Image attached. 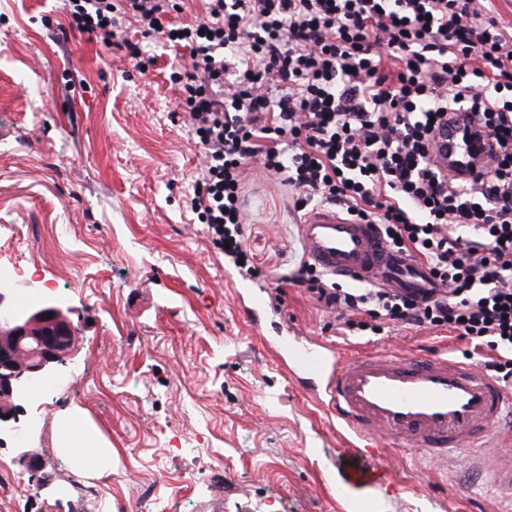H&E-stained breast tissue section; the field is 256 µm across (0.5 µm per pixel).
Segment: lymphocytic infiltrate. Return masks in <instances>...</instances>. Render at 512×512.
Instances as JSON below:
<instances>
[{"instance_id":"1","label":"lymphocytic infiltrate","mask_w":512,"mask_h":512,"mask_svg":"<svg viewBox=\"0 0 512 512\" xmlns=\"http://www.w3.org/2000/svg\"><path fill=\"white\" fill-rule=\"evenodd\" d=\"M489 0H201L192 23L177 0H65L89 40L142 49L112 22L122 11L189 62L169 79L204 149L191 208L216 247L252 274L242 241L253 172L288 186L298 216L332 205L376 225L420 260L425 295L347 288L310 261L288 277L354 329L450 331L483 350L512 384V25ZM467 113L486 164L463 182L430 149Z\"/></svg>"}]
</instances>
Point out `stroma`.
I'll use <instances>...</instances> for the list:
<instances>
[{
	"label": "stroma",
	"mask_w": 512,
	"mask_h": 512,
	"mask_svg": "<svg viewBox=\"0 0 512 512\" xmlns=\"http://www.w3.org/2000/svg\"><path fill=\"white\" fill-rule=\"evenodd\" d=\"M118 23L153 64L72 30L63 0H0V260L25 269L4 287L28 308L63 302L78 329L67 365L21 399L18 431L0 434L26 512H512L464 452L437 465L386 448L383 480L340 489L346 433L266 339L483 355L444 331L338 334L285 281L307 248L289 189L261 173L242 195L255 274L226 265L190 208L202 150L168 79L188 52ZM250 288L283 303L252 318ZM73 408L112 448L105 473L56 445ZM89 484L101 495L85 498Z\"/></svg>",
	"instance_id": "1"
}]
</instances>
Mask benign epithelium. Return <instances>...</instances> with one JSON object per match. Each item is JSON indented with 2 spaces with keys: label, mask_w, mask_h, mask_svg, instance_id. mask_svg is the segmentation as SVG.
Masks as SVG:
<instances>
[{
  "label": "benign epithelium",
  "mask_w": 512,
  "mask_h": 512,
  "mask_svg": "<svg viewBox=\"0 0 512 512\" xmlns=\"http://www.w3.org/2000/svg\"><path fill=\"white\" fill-rule=\"evenodd\" d=\"M76 326L57 305L17 311L0 292V427L15 417L11 403L30 382L66 363Z\"/></svg>",
  "instance_id": "7a95c632"
}]
</instances>
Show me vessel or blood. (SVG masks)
I'll list each match as a JSON object with an SVG mask.
<instances>
[{
	"mask_svg": "<svg viewBox=\"0 0 512 512\" xmlns=\"http://www.w3.org/2000/svg\"><path fill=\"white\" fill-rule=\"evenodd\" d=\"M433 158L463 181L481 170L477 144L461 125L443 133ZM301 230L311 261L338 278L417 295L431 287L426 270L390 250L374 225L319 208ZM274 348L347 428L345 455L374 459L384 447H414L444 460L455 451L487 448L498 489L512 496V423L503 422L512 413V388L482 368L444 354L405 358L391 352L364 353L345 363L323 341L286 334Z\"/></svg>",
	"mask_w": 512,
	"mask_h": 512,
	"instance_id": "b4317fda",
	"label": "vessel or blood"
}]
</instances>
